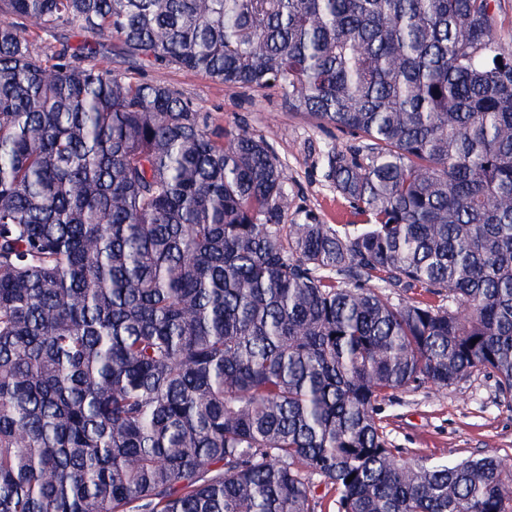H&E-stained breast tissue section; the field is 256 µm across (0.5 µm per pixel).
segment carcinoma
<instances>
[{"label":"carcinoma","instance_id":"1","mask_svg":"<svg viewBox=\"0 0 512 512\" xmlns=\"http://www.w3.org/2000/svg\"><path fill=\"white\" fill-rule=\"evenodd\" d=\"M494 2L0 0V512H512L501 459L405 461L377 418L475 371L512 402ZM32 21L280 86L356 137L324 165L357 222L282 223L265 140Z\"/></svg>","mask_w":512,"mask_h":512}]
</instances>
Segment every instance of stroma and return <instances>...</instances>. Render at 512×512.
I'll return each instance as SVG.
<instances>
[{
	"instance_id": "obj_1",
	"label": "stroma",
	"mask_w": 512,
	"mask_h": 512,
	"mask_svg": "<svg viewBox=\"0 0 512 512\" xmlns=\"http://www.w3.org/2000/svg\"><path fill=\"white\" fill-rule=\"evenodd\" d=\"M103 68L131 80L160 82L191 100L213 130L242 127L266 140L285 163L291 204L284 223L311 213L326 224H347L351 208L326 179L320 157L327 148L351 144V135L317 124L294 111L283 91L227 87L202 73L175 65L133 66L104 59ZM380 426L406 460L494 455L512 463V405L503 402L494 377L476 371L443 389L422 385L384 401Z\"/></svg>"
}]
</instances>
